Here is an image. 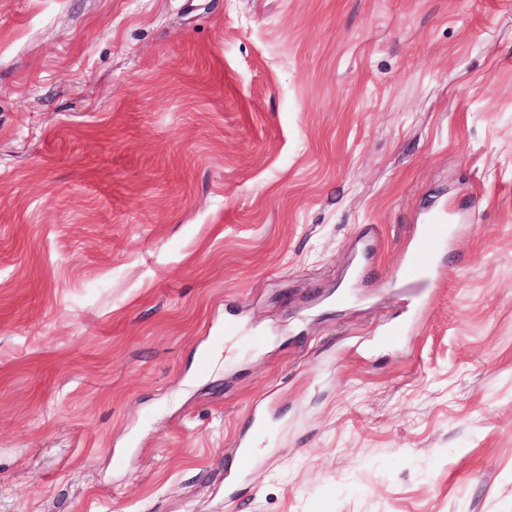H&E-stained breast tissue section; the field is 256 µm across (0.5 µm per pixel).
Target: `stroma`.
Listing matches in <instances>:
<instances>
[{
	"mask_svg": "<svg viewBox=\"0 0 512 512\" xmlns=\"http://www.w3.org/2000/svg\"><path fill=\"white\" fill-rule=\"evenodd\" d=\"M0 512H512V0H0ZM443 228L439 224H422L415 236V249L408 257L402 276L407 279H422L430 270L432 259L441 249Z\"/></svg>",
	"mask_w": 512,
	"mask_h": 512,
	"instance_id": "stroma-1",
	"label": "stroma"
}]
</instances>
